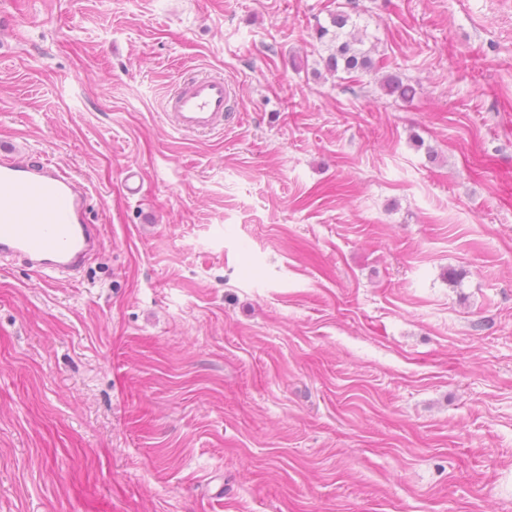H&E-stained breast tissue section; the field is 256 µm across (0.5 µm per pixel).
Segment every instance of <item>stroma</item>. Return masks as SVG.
<instances>
[{"label":"stroma","mask_w":512,"mask_h":512,"mask_svg":"<svg viewBox=\"0 0 512 512\" xmlns=\"http://www.w3.org/2000/svg\"><path fill=\"white\" fill-rule=\"evenodd\" d=\"M2 148L102 246L0 268V512H512V0H0ZM344 35V36H343ZM346 33L336 31V46L327 62L329 70L338 72L341 70L349 75L354 73L371 72L376 69V64L371 59L369 52L355 47L356 44H362L361 38H356L353 32ZM341 36L345 39H341ZM233 85L221 76L183 79L168 97L165 115L177 130L212 132L238 117Z\"/></svg>","instance_id":"stroma-1"}]
</instances>
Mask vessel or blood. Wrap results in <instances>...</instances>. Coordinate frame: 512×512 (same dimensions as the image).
<instances>
[{
	"label": "vessel or blood",
	"instance_id": "1",
	"mask_svg": "<svg viewBox=\"0 0 512 512\" xmlns=\"http://www.w3.org/2000/svg\"><path fill=\"white\" fill-rule=\"evenodd\" d=\"M235 90L220 76L183 79L165 114L177 130L212 132L235 120ZM90 187L52 161L30 162L0 152V261L24 258L35 273L80 267L96 251L100 232L87 222Z\"/></svg>",
	"mask_w": 512,
	"mask_h": 512
}]
</instances>
